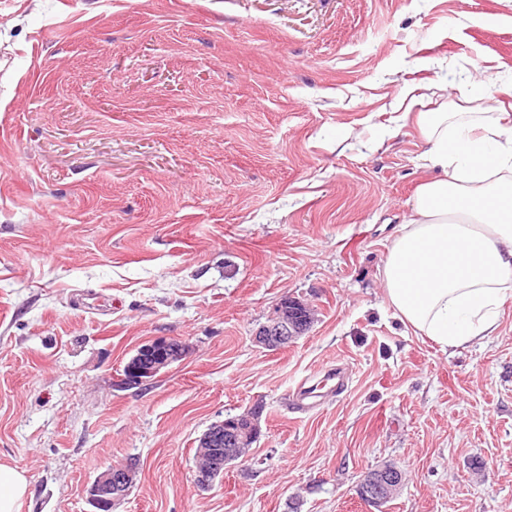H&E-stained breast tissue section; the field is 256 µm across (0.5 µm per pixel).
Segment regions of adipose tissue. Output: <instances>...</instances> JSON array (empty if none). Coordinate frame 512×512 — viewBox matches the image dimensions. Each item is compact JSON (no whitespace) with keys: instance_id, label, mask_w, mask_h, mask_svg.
Wrapping results in <instances>:
<instances>
[{"instance_id":"adipose-tissue-1","label":"adipose tissue","mask_w":512,"mask_h":512,"mask_svg":"<svg viewBox=\"0 0 512 512\" xmlns=\"http://www.w3.org/2000/svg\"><path fill=\"white\" fill-rule=\"evenodd\" d=\"M431 172L409 205L381 272L387 302L444 347L490 335L512 294V102L418 113Z\"/></svg>"}]
</instances>
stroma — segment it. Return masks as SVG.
I'll return each instance as SVG.
<instances>
[{
	"instance_id": "obj_1",
	"label": "stroma",
	"mask_w": 512,
	"mask_h": 512,
	"mask_svg": "<svg viewBox=\"0 0 512 512\" xmlns=\"http://www.w3.org/2000/svg\"><path fill=\"white\" fill-rule=\"evenodd\" d=\"M512 85V0H0V461L19 512H512V296L491 335L441 348L395 315L381 271L425 172L397 129ZM286 296L317 319L255 345ZM185 357L146 385L142 343ZM345 391L296 386L336 360ZM261 405L242 464L203 490L209 426ZM185 345L174 339L154 338L136 349L119 374L122 387L141 386L163 374L185 355ZM137 465L134 460L110 466L97 474L88 489L93 512H116L134 486ZM28 489L29 483L23 471L0 462V512H18ZM403 483V470L395 463H386L365 472L357 488L358 496L378 512L399 493Z\"/></svg>"
}]
</instances>
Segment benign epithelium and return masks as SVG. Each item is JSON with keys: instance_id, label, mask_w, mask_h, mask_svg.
<instances>
[{"instance_id": "7a95c632", "label": "benign epithelium", "mask_w": 512, "mask_h": 512, "mask_svg": "<svg viewBox=\"0 0 512 512\" xmlns=\"http://www.w3.org/2000/svg\"><path fill=\"white\" fill-rule=\"evenodd\" d=\"M314 322L313 309L293 297L282 299L253 334L254 342L267 350L285 347L303 336ZM185 355V345L174 339L154 338L136 349L119 374V385L141 386L163 374ZM261 435L259 411L251 408L210 425L199 439L198 458L204 464L196 467L195 481L201 489L213 486L230 465L242 461L245 451ZM137 465L132 460L110 466L97 474L88 489L89 503L95 512H115L134 486ZM403 470L395 463H386L366 472L357 494L376 512H384L386 504L399 493Z\"/></svg>"}]
</instances>
